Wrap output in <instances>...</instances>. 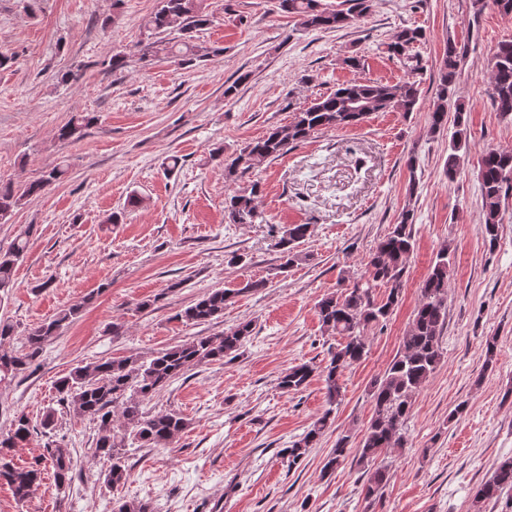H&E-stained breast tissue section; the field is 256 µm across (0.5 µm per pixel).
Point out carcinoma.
Returning a JSON list of instances; mask_svg holds the SVG:
<instances>
[{
    "label": "carcinoma",
    "instance_id": "carcinoma-1",
    "mask_svg": "<svg viewBox=\"0 0 512 512\" xmlns=\"http://www.w3.org/2000/svg\"><path fill=\"white\" fill-rule=\"evenodd\" d=\"M373 7V0H342V8L330 9L321 0H278V9L297 18L305 30L326 31L347 27L365 17ZM214 22V16L202 7V0H158L149 20L150 37L135 44L134 54L147 63L161 56L188 68L201 62L218 50L196 42V33ZM425 40L419 27L400 29L387 44L388 53L407 66V79L395 84L377 81L352 80L340 84L332 93L314 99L306 108L294 114L292 121L274 125L266 133L248 141L226 157L224 151L210 154L215 160L222 158L224 182L228 186L224 201V222L227 224H254L266 221L258 199L260 182L253 179L256 167L263 161L278 158L321 131L353 126L371 112H402L409 114L419 109L420 90L415 79L420 67L414 64L413 49ZM459 52L448 42L445 58L436 76L437 96L430 114L429 131L432 134L445 129L448 123V99L457 95L456 69ZM105 72L122 73L129 66V54L116 53L103 62ZM492 95L496 110L512 114V42L498 45L491 60ZM363 105L365 109L356 110ZM455 131L448 144L444 173L452 182L459 174L464 154L469 146V132L461 105H456ZM95 121L85 113L74 115L58 132L61 140H77ZM67 168L56 165L41 177L24 185L0 184V223L9 220L23 201L42 195L60 181ZM480 179V205L484 223L480 232L489 246L498 239L501 211L512 192V153L496 149L485 150L478 161ZM309 233L307 224H290L283 228L276 245L281 254L283 272L299 259L298 244ZM30 230L17 235L7 250H0V290L13 286V273L28 250ZM412 215L402 214L399 223L378 242L365 263L363 273L340 291L323 297L316 305L321 327L329 336L341 337L336 348L329 352L323 366L307 363L295 365L280 377L278 386L284 393L302 391L315 373L323 377L329 408L316 418L304 435L291 447L283 449L288 465L302 460L308 449L314 447L331 425L333 408L342 402L339 379L344 370L361 361L368 352L367 332L384 322L392 314L403 288L407 259L413 250ZM451 246L440 249L434 263L420 285V297L413 320L402 336L401 349L381 380L371 386L373 415L359 444V463L365 468L366 498L380 495L388 481L387 467L379 458L391 448L404 445L403 433L412 399L429 380L441 361L440 332L448 318V278L451 271ZM265 280H254L237 290L215 288L186 308L180 317L193 324L212 322L224 315V306L234 295L245 291H258L267 287ZM382 285L384 297L375 298L373 289ZM81 307L61 310L50 321L30 329L22 349L10 345L15 335L14 325L0 319V378L15 377L29 370L37 361L43 347L59 335L64 326L72 323ZM252 332V324L243 322L217 336H201L157 352L144 360L138 356L101 360L80 365L57 383L62 402L72 411L88 417L98 425L99 437L95 452L109 462L102 474L103 483L117 487L127 480L122 443L114 434V419L126 434L144 448H167L186 429L185 418L175 411L152 413L144 403L165 389L170 382L190 366L211 364L233 357ZM35 427L27 414L14 415L7 434L0 435V480L10 486L15 500L26 502L41 479L38 468L17 467L9 453L29 440ZM349 436L336 440L323 469L332 471L344 461ZM53 478L58 489L70 486L73 464L67 449L57 445L47 449ZM512 491V456L502 459L492 476L476 492L475 512L480 504L497 499L504 491ZM112 512H153L147 502L118 498L112 501Z\"/></svg>",
    "mask_w": 512,
    "mask_h": 512
}]
</instances>
